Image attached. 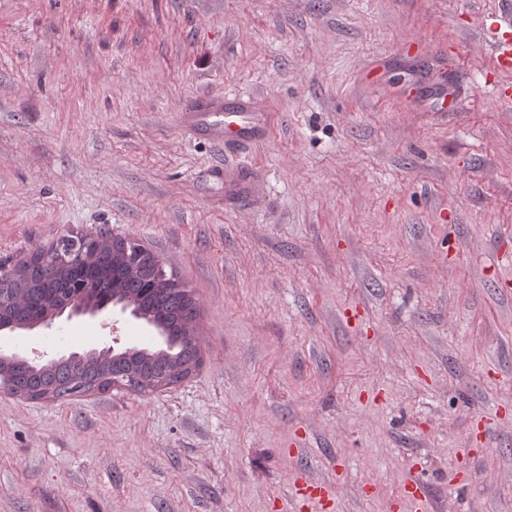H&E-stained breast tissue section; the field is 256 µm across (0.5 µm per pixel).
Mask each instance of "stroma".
Listing matches in <instances>:
<instances>
[{
  "label": "stroma",
  "instance_id": "35a3bbf8",
  "mask_svg": "<svg viewBox=\"0 0 512 512\" xmlns=\"http://www.w3.org/2000/svg\"><path fill=\"white\" fill-rule=\"evenodd\" d=\"M500 6L0 0V264L72 231L137 239L192 289L202 357L146 393H0V512H388L411 481L420 512H512ZM203 93L252 98L272 134L190 137ZM240 161L237 201L213 170ZM154 334L102 314L9 343ZM301 471L333 502L299 506ZM486 35L494 46V69L509 70L512 68V32L508 30L485 29Z\"/></svg>",
  "mask_w": 512,
  "mask_h": 512
}]
</instances>
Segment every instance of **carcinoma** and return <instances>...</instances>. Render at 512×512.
I'll return each mask as SVG.
<instances>
[{"mask_svg": "<svg viewBox=\"0 0 512 512\" xmlns=\"http://www.w3.org/2000/svg\"><path fill=\"white\" fill-rule=\"evenodd\" d=\"M61 254L64 260L57 264L41 263L28 252L17 256L13 272L3 281L0 326L24 329L62 315L75 303L99 309L130 299L141 318L167 340L157 348L117 349L79 363L6 357L5 370L15 389L59 398L92 388L104 390L114 377L170 385L179 381L176 365L198 366L196 299L188 297L186 285L176 283L173 275L155 270L150 250L120 237L91 244L73 236L67 238Z\"/></svg>", "mask_w": 512, "mask_h": 512, "instance_id": "cac0c4a2", "label": "carcinoma"}]
</instances>
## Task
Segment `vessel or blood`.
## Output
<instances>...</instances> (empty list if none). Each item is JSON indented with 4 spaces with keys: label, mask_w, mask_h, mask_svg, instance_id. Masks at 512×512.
I'll use <instances>...</instances> for the list:
<instances>
[{
    "label": "vessel or blood",
    "mask_w": 512,
    "mask_h": 512,
    "mask_svg": "<svg viewBox=\"0 0 512 512\" xmlns=\"http://www.w3.org/2000/svg\"><path fill=\"white\" fill-rule=\"evenodd\" d=\"M487 36L494 46L495 69H511L512 32L491 29ZM182 125L193 136L218 145L257 144L266 140L270 131L268 114L259 110L252 100L227 99L219 95L200 97L192 109L183 112ZM219 174L229 196L253 193L254 185L246 179L244 165L224 166Z\"/></svg>",
    "instance_id": "obj_1"
}]
</instances>
